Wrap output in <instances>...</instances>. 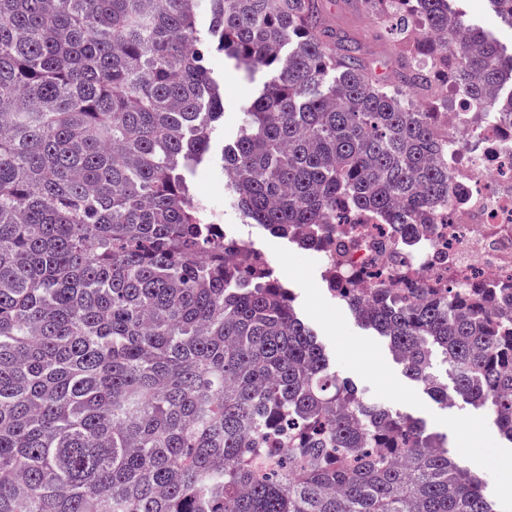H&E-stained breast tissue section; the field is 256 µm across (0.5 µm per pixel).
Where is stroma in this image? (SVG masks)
I'll list each match as a JSON object with an SVG mask.
<instances>
[{"label": "stroma", "instance_id": "1", "mask_svg": "<svg viewBox=\"0 0 512 512\" xmlns=\"http://www.w3.org/2000/svg\"><path fill=\"white\" fill-rule=\"evenodd\" d=\"M321 5L327 24L356 39L365 63L388 84H395L396 47L378 34L374 17L358 0H321ZM210 68L224 87V116L211 136V159L194 172L192 188L229 210L232 223L238 224L242 216L223 184L222 154L238 136L244 108L256 97L266 75L258 71L246 76L225 63L219 52L211 54ZM260 247L269 254L278 279L291 290L296 309L315 330L337 374L353 382L369 405L413 417L445 436L449 457L481 475L502 512H512V493L504 491L498 466L499 460L512 458V444L501 438L493 420L459 400L443 404L423 383L412 380L393 356L388 340L362 326L352 309L331 295L312 253L278 238L262 239Z\"/></svg>", "mask_w": 512, "mask_h": 512}]
</instances>
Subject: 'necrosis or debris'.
I'll use <instances>...</instances> for the list:
<instances>
[{
	"instance_id": "1",
	"label": "necrosis or debris",
	"mask_w": 512,
	"mask_h": 512,
	"mask_svg": "<svg viewBox=\"0 0 512 512\" xmlns=\"http://www.w3.org/2000/svg\"><path fill=\"white\" fill-rule=\"evenodd\" d=\"M448 173V221L420 225L411 235L404 246L408 268L423 288L512 278V129L491 122L458 93L448 106ZM206 218L223 232L228 256L246 252L268 263L267 253L256 245L268 233L264 225L241 234L214 206ZM321 236L324 244L314 254L322 269L356 276L363 288H383L393 280L395 264L377 257L373 248L376 241L393 240V225L361 212L325 225Z\"/></svg>"
}]
</instances>
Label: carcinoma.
<instances>
[{
    "instance_id": "carcinoma-1",
    "label": "carcinoma",
    "mask_w": 512,
    "mask_h": 512,
    "mask_svg": "<svg viewBox=\"0 0 512 512\" xmlns=\"http://www.w3.org/2000/svg\"><path fill=\"white\" fill-rule=\"evenodd\" d=\"M0 0V512H498L416 419L339 377L291 291L228 263L188 173L224 92L268 79L224 150L238 210L281 238L370 211H448L444 86L512 123L496 42L451 0H362L397 84L320 0ZM329 291L448 401L512 442V280Z\"/></svg>"
}]
</instances>
